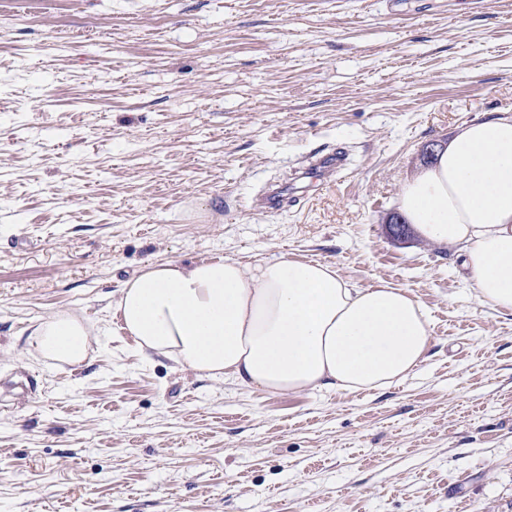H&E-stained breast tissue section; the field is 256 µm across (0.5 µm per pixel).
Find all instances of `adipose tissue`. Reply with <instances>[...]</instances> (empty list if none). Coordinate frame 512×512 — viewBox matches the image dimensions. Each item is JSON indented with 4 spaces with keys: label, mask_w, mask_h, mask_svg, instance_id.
Masks as SVG:
<instances>
[{
    "label": "adipose tissue",
    "mask_w": 512,
    "mask_h": 512,
    "mask_svg": "<svg viewBox=\"0 0 512 512\" xmlns=\"http://www.w3.org/2000/svg\"><path fill=\"white\" fill-rule=\"evenodd\" d=\"M399 207L423 238L458 247L481 305L512 312L511 112L464 123L406 179ZM113 308L144 355L272 395L388 387L433 341L407 290L355 288L330 264L284 257L149 263L123 282ZM103 334L57 311L32 330L31 355L80 368Z\"/></svg>",
    "instance_id": "ef3b65f1"
}]
</instances>
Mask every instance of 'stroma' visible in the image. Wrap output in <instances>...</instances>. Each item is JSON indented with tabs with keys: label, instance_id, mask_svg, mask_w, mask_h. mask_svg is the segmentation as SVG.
I'll return each mask as SVG.
<instances>
[{
	"label": "stroma",
	"instance_id": "obj_1",
	"mask_svg": "<svg viewBox=\"0 0 512 512\" xmlns=\"http://www.w3.org/2000/svg\"><path fill=\"white\" fill-rule=\"evenodd\" d=\"M512 113V0L0 6V512H512V313L390 219L424 148ZM340 180L252 198L311 154ZM286 256L407 289L433 342L382 390L269 395L146 357L112 303L153 261ZM109 325L84 368L36 321ZM298 198L299 195L292 191L288 184H273L255 206L266 212L280 211L293 206ZM103 329L93 328L78 313L57 311L42 318L30 336L34 359L81 368L88 364L91 340L100 341Z\"/></svg>",
	"mask_w": 512,
	"mask_h": 512
}]
</instances>
